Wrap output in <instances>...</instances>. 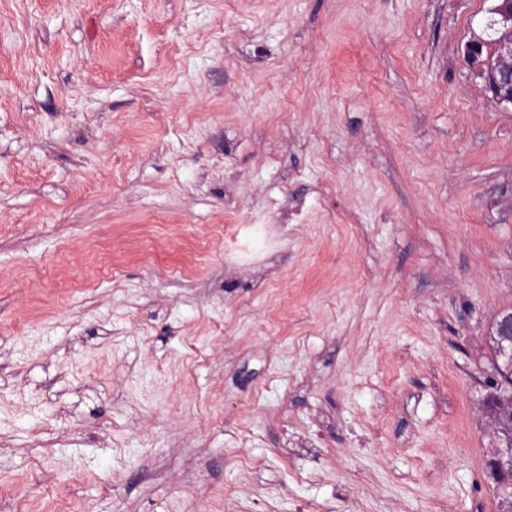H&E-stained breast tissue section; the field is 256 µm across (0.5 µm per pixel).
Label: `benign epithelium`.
<instances>
[{"label": "benign epithelium", "mask_w": 512, "mask_h": 512, "mask_svg": "<svg viewBox=\"0 0 512 512\" xmlns=\"http://www.w3.org/2000/svg\"><path fill=\"white\" fill-rule=\"evenodd\" d=\"M487 28L500 33L489 42L474 36L465 44L464 57L478 65L477 75L500 105L512 106V0H494ZM495 430L512 426V402L488 405ZM486 475L498 488L512 486V440L497 444L486 463Z\"/></svg>", "instance_id": "7a95c632"}]
</instances>
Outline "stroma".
Here are the masks:
<instances>
[{"mask_svg": "<svg viewBox=\"0 0 512 512\" xmlns=\"http://www.w3.org/2000/svg\"><path fill=\"white\" fill-rule=\"evenodd\" d=\"M490 0H0V512H498Z\"/></svg>", "mask_w": 512, "mask_h": 512, "instance_id": "1", "label": "stroma"}]
</instances>
